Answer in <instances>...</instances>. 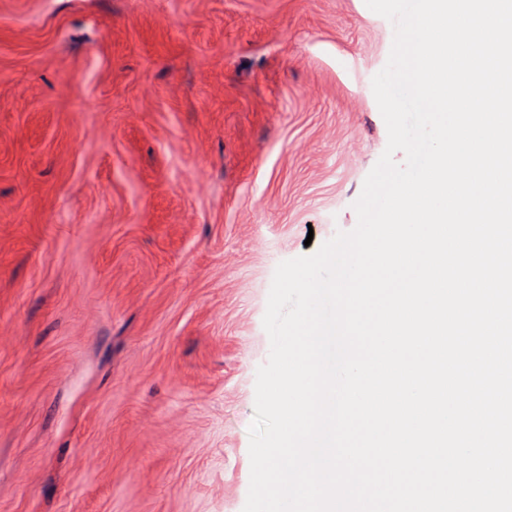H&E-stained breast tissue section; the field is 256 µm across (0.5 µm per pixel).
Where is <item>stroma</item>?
<instances>
[{"instance_id":"35a3bbf8","label":"stroma","mask_w":512,"mask_h":512,"mask_svg":"<svg viewBox=\"0 0 512 512\" xmlns=\"http://www.w3.org/2000/svg\"><path fill=\"white\" fill-rule=\"evenodd\" d=\"M365 0H0V512H243L277 265L357 224Z\"/></svg>"}]
</instances>
